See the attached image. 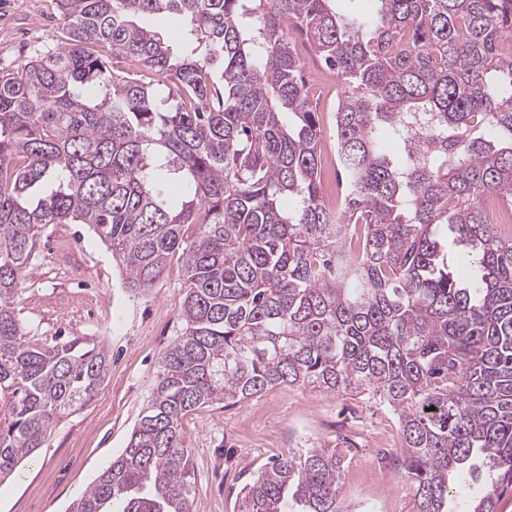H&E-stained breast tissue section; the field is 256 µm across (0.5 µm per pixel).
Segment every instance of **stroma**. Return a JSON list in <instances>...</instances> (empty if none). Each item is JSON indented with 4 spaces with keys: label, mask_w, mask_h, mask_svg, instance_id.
Masks as SVG:
<instances>
[{
    "label": "stroma",
    "mask_w": 512,
    "mask_h": 512,
    "mask_svg": "<svg viewBox=\"0 0 512 512\" xmlns=\"http://www.w3.org/2000/svg\"><path fill=\"white\" fill-rule=\"evenodd\" d=\"M57 0H0V75L66 38ZM27 267L17 309L40 341L75 336L105 341L110 372L93 400L61 421L43 448L0 484V512H66L123 448L157 381L161 356L184 327L183 260L172 256L148 294L126 289L108 249L85 224H50ZM195 484L191 512H239L240 490L284 451L335 448L345 457L343 512L365 497L383 512H414L407 478L396 470L398 426L386 406L363 395L285 385L231 406L214 403L182 422Z\"/></svg>",
    "instance_id": "1"
}]
</instances>
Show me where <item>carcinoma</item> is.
I'll use <instances>...</instances> for the list:
<instances>
[{"label":"carcinoma","instance_id":"carcinoma-1","mask_svg":"<svg viewBox=\"0 0 512 512\" xmlns=\"http://www.w3.org/2000/svg\"><path fill=\"white\" fill-rule=\"evenodd\" d=\"M58 2L66 40L0 76V483L109 374L104 341L28 337L15 308L41 228L87 224L131 291L178 250L187 291L126 447L70 512H190L182 420L277 385L384 403L416 512H446L449 483L483 466L467 512H496L512 491V237L481 199L512 207V0L347 16L332 0ZM170 14L190 22L178 56L137 22ZM295 33L342 81L334 202ZM343 471L337 450L290 448L239 512H342Z\"/></svg>","mask_w":512,"mask_h":512}]
</instances>
